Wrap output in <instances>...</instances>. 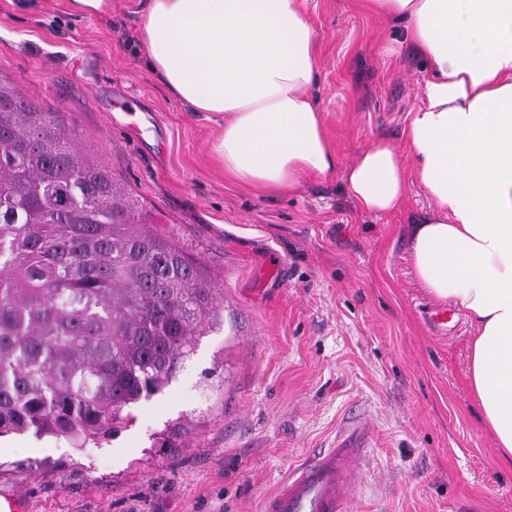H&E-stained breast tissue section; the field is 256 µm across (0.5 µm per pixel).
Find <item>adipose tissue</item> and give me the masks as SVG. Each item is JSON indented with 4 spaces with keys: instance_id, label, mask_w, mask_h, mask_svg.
Returning <instances> with one entry per match:
<instances>
[{
    "instance_id": "obj_1",
    "label": "adipose tissue",
    "mask_w": 512,
    "mask_h": 512,
    "mask_svg": "<svg viewBox=\"0 0 512 512\" xmlns=\"http://www.w3.org/2000/svg\"><path fill=\"white\" fill-rule=\"evenodd\" d=\"M360 6L407 21L428 68L402 153L378 140L340 166L311 91L318 40L301 0H149L147 66L221 126L213 150L241 183L286 193L340 168L359 209L388 214L416 174L430 208L408 229L415 279L473 325L468 384L512 466V0Z\"/></svg>"
}]
</instances>
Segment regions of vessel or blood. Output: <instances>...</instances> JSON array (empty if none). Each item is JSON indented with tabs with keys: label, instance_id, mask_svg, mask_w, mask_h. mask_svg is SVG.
Wrapping results in <instances>:
<instances>
[{
	"label": "vessel or blood",
	"instance_id": "b4317fda",
	"mask_svg": "<svg viewBox=\"0 0 512 512\" xmlns=\"http://www.w3.org/2000/svg\"><path fill=\"white\" fill-rule=\"evenodd\" d=\"M363 445L353 433L336 448L301 463L265 502V512H347L348 466Z\"/></svg>",
	"mask_w": 512,
	"mask_h": 512
}]
</instances>
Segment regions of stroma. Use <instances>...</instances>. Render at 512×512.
<instances>
[{"instance_id": "obj_1", "label": "stroma", "mask_w": 512, "mask_h": 512, "mask_svg": "<svg viewBox=\"0 0 512 512\" xmlns=\"http://www.w3.org/2000/svg\"><path fill=\"white\" fill-rule=\"evenodd\" d=\"M314 24L313 92L342 165L377 139L402 147L427 68L402 22L354 0H302ZM145 0L83 16L69 0H0V80L144 201L148 229L199 265L221 308L176 378L134 423L75 451L29 432L0 447L15 512H263L307 457L363 428L351 512H512L467 383L473 329L435 335L414 278L411 180L403 207L362 212L340 170L270 194L228 178L199 119L147 69ZM131 100V112L119 104Z\"/></svg>"}]
</instances>
